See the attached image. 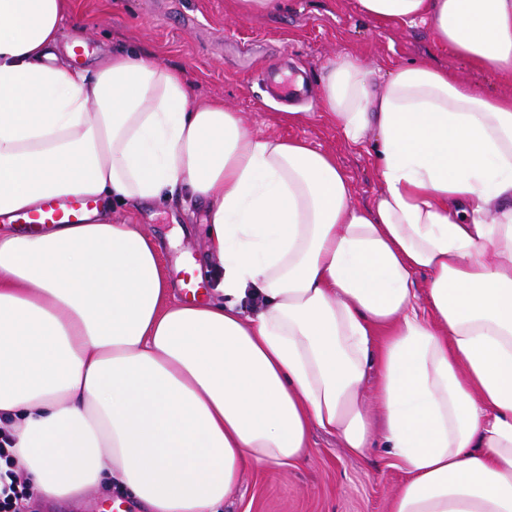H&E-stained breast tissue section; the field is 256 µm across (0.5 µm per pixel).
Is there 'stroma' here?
<instances>
[{
    "label": "stroma",
    "mask_w": 512,
    "mask_h": 512,
    "mask_svg": "<svg viewBox=\"0 0 512 512\" xmlns=\"http://www.w3.org/2000/svg\"><path fill=\"white\" fill-rule=\"evenodd\" d=\"M238 0H71L61 41L82 39L89 66L93 53L137 49L162 64L182 69L190 105L215 99L239 113L259 135L299 138L331 152L352 186L356 205H370L382 189L369 146L351 145L322 116L321 90L329 65L349 55L377 76L395 66L428 61L488 96L512 97V83L478 70L439 48L426 21L384 27L364 17L357 0H283L272 14L246 18ZM304 76L306 91L292 105L280 100V79ZM301 113L288 124L285 109ZM116 224L150 233L162 245L161 265L171 281L190 264L201 267V288L213 297L215 267L206 254L205 211L179 199L111 213ZM315 446L295 468H248L222 512H389L404 480L385 449L353 456L334 436L315 432ZM143 512L129 497L89 493L68 501H35L34 512Z\"/></svg>",
    "instance_id": "obj_1"
}]
</instances>
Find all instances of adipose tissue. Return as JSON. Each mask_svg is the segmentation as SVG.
Here are the masks:
<instances>
[{
	"label": "adipose tissue",
	"mask_w": 512,
	"mask_h": 512,
	"mask_svg": "<svg viewBox=\"0 0 512 512\" xmlns=\"http://www.w3.org/2000/svg\"><path fill=\"white\" fill-rule=\"evenodd\" d=\"M357 2L512 82V0ZM67 10L0 0V214L184 193L224 301H178L157 239L125 224L0 228V444L35 495L220 512L318 427L355 455L381 439L406 474L391 512H512V98L431 64L376 86L332 62L323 118L378 160L360 207L331 154L189 106L177 68L60 64Z\"/></svg>",
	"instance_id": "adipose-tissue-1"
}]
</instances>
